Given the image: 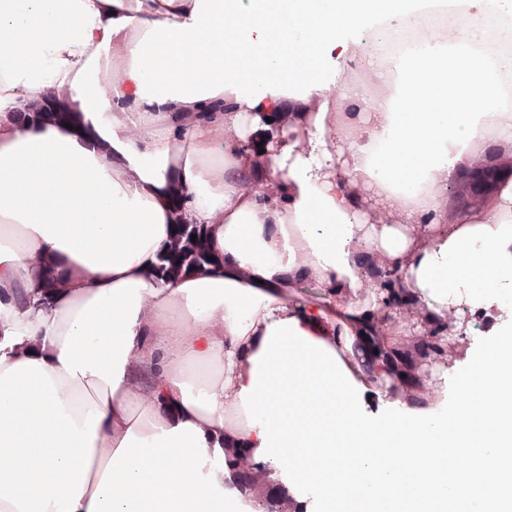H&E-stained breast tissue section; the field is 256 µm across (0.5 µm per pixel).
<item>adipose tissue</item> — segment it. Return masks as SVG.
<instances>
[{
  "label": "adipose tissue",
  "instance_id": "ef3b65f1",
  "mask_svg": "<svg viewBox=\"0 0 512 512\" xmlns=\"http://www.w3.org/2000/svg\"><path fill=\"white\" fill-rule=\"evenodd\" d=\"M438 14L454 40L372 51ZM483 19L512 0H0V512H256L243 459L297 512H506L512 186L445 210L486 118L512 135ZM354 59L384 90L343 142ZM50 99L67 120L19 119ZM179 219L218 262L166 283ZM451 306L494 322L465 388L391 404L379 379L420 382L382 325Z\"/></svg>",
  "mask_w": 512,
  "mask_h": 512
}]
</instances>
